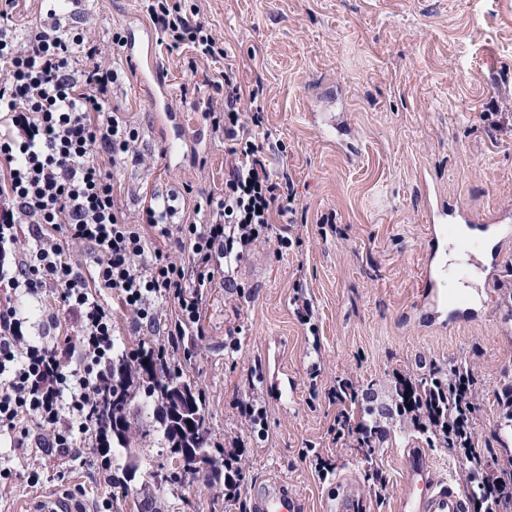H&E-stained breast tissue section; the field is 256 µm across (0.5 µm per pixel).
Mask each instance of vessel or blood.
I'll return each mask as SVG.
<instances>
[{"mask_svg": "<svg viewBox=\"0 0 512 512\" xmlns=\"http://www.w3.org/2000/svg\"><path fill=\"white\" fill-rule=\"evenodd\" d=\"M155 31L142 24L127 29L125 57L140 71V86L154 103L167 136L169 157L196 150L198 142L174 123L168 108L170 83L154 60ZM425 206L427 246L421 258L416 310L421 327L444 332L461 323L497 318L501 335L512 334V306L502 304L500 269L512 260V208L476 212L449 197L425 173H418ZM396 512H468V503L453 479L437 476L423 451L407 448ZM252 512H298V499L286 482L254 486Z\"/></svg>", "mask_w": 512, "mask_h": 512, "instance_id": "vessel-or-blood-1", "label": "vessel or blood"}]
</instances>
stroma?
<instances>
[{
    "instance_id": "obj_1",
    "label": "stroma",
    "mask_w": 512,
    "mask_h": 512,
    "mask_svg": "<svg viewBox=\"0 0 512 512\" xmlns=\"http://www.w3.org/2000/svg\"><path fill=\"white\" fill-rule=\"evenodd\" d=\"M198 5L224 39L225 63L243 89L262 87L265 129L275 146L272 173L288 176L295 192L300 243L279 250L257 243L229 269L216 274L203 296L198 328L189 329L173 358L202 395L212 438L239 439L242 496L225 501L222 485L197 478L156 488L150 476L171 472L167 449L141 439V467L134 482L108 480L98 449L80 447L67 459L33 448L15 457L0 439V465L11 468L0 486V512H24L45 494L76 502L78 512H251L250 492L262 478L287 481L301 512H324L338 483L356 486L361 512H394L401 492L399 457L405 445L422 448L438 476L460 474L462 462L424 438L391 412L392 374L442 376L468 363L483 391L475 420L478 445L488 460L512 456L500 435L497 396L512 387V338L499 336L496 319L426 332L413 316L418 259L426 246L415 176L427 168L443 189L478 210L512 205V0H185ZM68 20L92 28L109 59L119 62L112 101L139 127L142 147L154 159L124 176L129 197L156 191L220 193L227 147L212 133L193 100L214 95L192 76L187 46L156 44L172 87V104L187 133H203L205 146L181 165L168 162L166 142L155 131L156 114L140 88L123 47L112 40L129 21L146 22L141 0H82ZM344 112L359 154L348 160L308 116L311 105ZM236 289L225 290V279ZM303 281L316 309V333L302 325L293 304ZM117 341L134 349L144 341L167 343L178 310L160 303L153 330L137 326L112 295ZM321 380L357 376L387 434L373 451L335 443L330 427L337 406L325 393L310 396L307 373ZM289 376L291 399L276 401L266 378ZM253 393L265 403L266 424L256 433L235 401ZM328 453L333 474L319 478L303 454L307 445ZM41 482L30 486L31 469ZM380 469L388 481L384 500L367 493L365 475Z\"/></svg>"
}]
</instances>
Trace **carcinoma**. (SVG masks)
Masks as SVG:
<instances>
[{"instance_id":"obj_1","label":"carcinoma","mask_w":512,"mask_h":512,"mask_svg":"<svg viewBox=\"0 0 512 512\" xmlns=\"http://www.w3.org/2000/svg\"><path fill=\"white\" fill-rule=\"evenodd\" d=\"M102 378L103 394L96 415L107 427H112V422L124 417L128 406L137 403L142 408L141 420L130 423L126 428L125 444L108 449L105 460L100 462L106 475H112L114 469L127 472L132 468H139L131 452L138 430L141 435L153 437L157 444L166 448L183 447L185 439L180 436V429L183 428L181 421L175 420L167 425L158 421L151 425L147 421V411L143 410L146 405L163 409L175 407V403L170 401V390L174 388V384L179 383L189 389L194 406L193 433L196 443L193 450L196 453L204 452L211 459L207 479L214 483L221 481L223 470L217 464L216 456L223 455V450L211 441L206 426L205 402L194 385L182 377L169 357L158 353L156 347L148 346L144 342L138 349L130 352L124 347H118L104 369ZM197 477L198 472L191 466V461L187 460L172 471L169 481L191 482Z\"/></svg>"}]
</instances>
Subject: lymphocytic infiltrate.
Here are the masks:
<instances>
[{
  "label": "lymphocytic infiltrate",
  "mask_w": 512,
  "mask_h": 512,
  "mask_svg": "<svg viewBox=\"0 0 512 512\" xmlns=\"http://www.w3.org/2000/svg\"><path fill=\"white\" fill-rule=\"evenodd\" d=\"M17 0H0V430L12 433L15 451L37 445L68 457L78 442L105 447L108 436L93 409L102 394L101 373L112 358V311L98 295H116L139 326L154 327L156 302L173 301L180 317L173 333L198 324L200 290L218 264L232 266L257 243L276 238L292 244V196L281 194L266 150L252 128L260 111H249L233 71L224 73V99L206 101L203 116L231 146L224 161V191L195 204L194 218L178 219L172 194L141 200L130 209L118 191L128 167L142 165L139 131L112 104L118 72L91 29L48 13L18 28ZM143 8L170 46L191 48L195 59L219 62L224 41L198 7L178 0H143ZM156 231L165 249L153 247ZM80 243L97 254L84 276L66 247ZM59 293L62 312H48L36 342L22 333L21 298ZM76 333L58 335L61 319ZM396 411L429 445L453 451L464 463L462 478L478 512H512V457L490 466L478 448L473 421L481 382L469 366L447 380L424 381L393 374ZM327 394L339 411L331 426L338 440L369 448L384 429L354 419L349 406L360 390L337 379ZM43 434L31 442V427Z\"/></svg>",
  "instance_id": "f902f5d3"
}]
</instances>
